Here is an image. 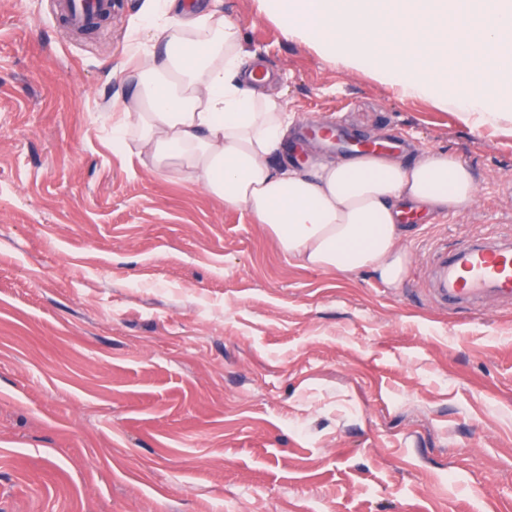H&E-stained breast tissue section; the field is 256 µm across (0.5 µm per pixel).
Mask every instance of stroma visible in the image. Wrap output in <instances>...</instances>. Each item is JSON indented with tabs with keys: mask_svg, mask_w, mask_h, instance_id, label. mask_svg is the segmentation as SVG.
Masks as SVG:
<instances>
[{
	"mask_svg": "<svg viewBox=\"0 0 512 512\" xmlns=\"http://www.w3.org/2000/svg\"><path fill=\"white\" fill-rule=\"evenodd\" d=\"M297 122L472 171L395 288L303 266L246 210L112 145L145 0L88 36L0 0V512H512V304L432 299L440 245L512 239V116L484 120L221 0ZM294 130L276 160L342 156Z\"/></svg>",
	"mask_w": 512,
	"mask_h": 512,
	"instance_id": "stroma-1",
	"label": "stroma"
}]
</instances>
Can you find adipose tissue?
Returning a JSON list of instances; mask_svg holds the SVG:
<instances>
[{"label": "adipose tissue", "mask_w": 512, "mask_h": 512, "mask_svg": "<svg viewBox=\"0 0 512 512\" xmlns=\"http://www.w3.org/2000/svg\"><path fill=\"white\" fill-rule=\"evenodd\" d=\"M146 17V32L127 46L136 83L110 106L114 146L136 144L155 172L199 184L225 209L247 210L304 266L368 270L398 285L409 263L401 206L444 214L472 207L468 166L444 152L275 165L293 117L244 69L240 25L183 0H152Z\"/></svg>", "instance_id": "obj_1"}]
</instances>
